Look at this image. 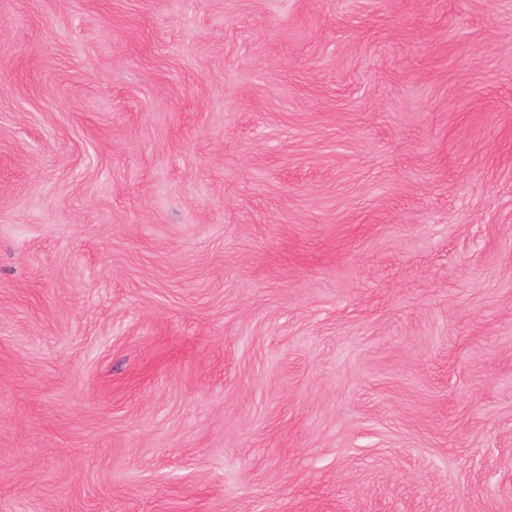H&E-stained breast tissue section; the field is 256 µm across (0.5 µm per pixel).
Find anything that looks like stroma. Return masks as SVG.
<instances>
[{"instance_id": "35a3bbf8", "label": "stroma", "mask_w": 512, "mask_h": 512, "mask_svg": "<svg viewBox=\"0 0 512 512\" xmlns=\"http://www.w3.org/2000/svg\"><path fill=\"white\" fill-rule=\"evenodd\" d=\"M0 512H512V0H0Z\"/></svg>"}]
</instances>
